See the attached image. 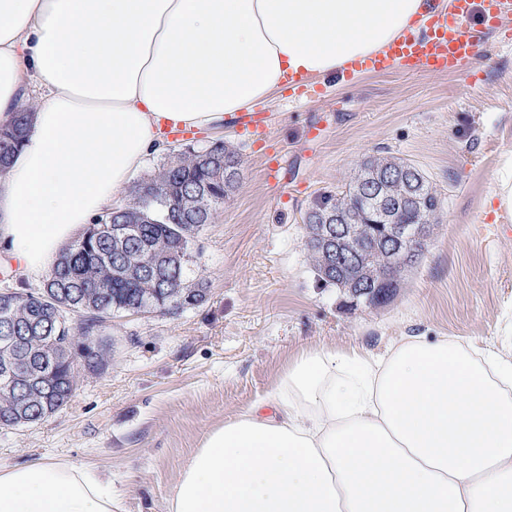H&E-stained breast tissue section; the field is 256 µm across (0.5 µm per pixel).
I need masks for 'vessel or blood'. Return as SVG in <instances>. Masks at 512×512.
Here are the masks:
<instances>
[{"label": "vessel or blood", "instance_id": "1", "mask_svg": "<svg viewBox=\"0 0 512 512\" xmlns=\"http://www.w3.org/2000/svg\"><path fill=\"white\" fill-rule=\"evenodd\" d=\"M448 10H431L422 33L409 32L384 51L345 64L339 78L364 72L383 73L398 69L407 73L452 74L461 70L478 51V40L468 22L480 16L481 25L497 32L502 41H512V29L503 18L512 0H448Z\"/></svg>", "mask_w": 512, "mask_h": 512}]
</instances>
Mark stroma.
Wrapping results in <instances>:
<instances>
[{
	"mask_svg": "<svg viewBox=\"0 0 512 512\" xmlns=\"http://www.w3.org/2000/svg\"><path fill=\"white\" fill-rule=\"evenodd\" d=\"M480 73L471 85V73ZM297 106L277 88L264 149L241 120L175 136L176 149L220 139L241 178L199 238L190 275L208 301L176 315L116 317L112 358L84 373L63 410L0 429V466L54 459L97 468L121 492L120 512H166L177 476L206 435L277 385L289 359L320 346L380 354L405 336H449L477 347L512 333V214L497 188L512 156V44L491 33L454 75L399 71L355 81L325 75ZM321 125L320 141L306 140ZM414 163L441 206L421 259L379 306L317 281L304 217L342 191L368 157ZM281 167L278 184L265 175Z\"/></svg>",
	"mask_w": 512,
	"mask_h": 512,
	"instance_id": "stroma-1",
	"label": "stroma"
}]
</instances>
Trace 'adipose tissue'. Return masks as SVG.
Returning <instances> with one entry per match:
<instances>
[{
  "label": "adipose tissue",
  "instance_id": "obj_1",
  "mask_svg": "<svg viewBox=\"0 0 512 512\" xmlns=\"http://www.w3.org/2000/svg\"><path fill=\"white\" fill-rule=\"evenodd\" d=\"M429 0H0V123L41 93L0 179V266L45 276L119 205L163 124L224 125L287 72L383 51ZM273 408L270 416L261 415ZM0 512H118L71 462L0 468ZM167 512H512V351L410 336L295 356L207 434Z\"/></svg>",
  "mask_w": 512,
  "mask_h": 512
}]
</instances>
